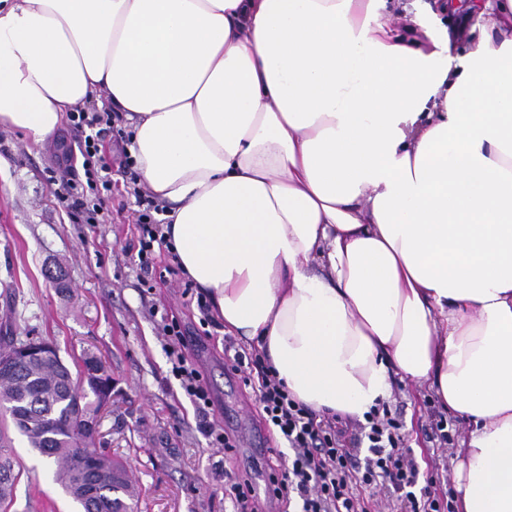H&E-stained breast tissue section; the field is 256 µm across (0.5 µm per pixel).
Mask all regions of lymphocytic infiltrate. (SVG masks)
I'll return each mask as SVG.
<instances>
[{
  "mask_svg": "<svg viewBox=\"0 0 512 512\" xmlns=\"http://www.w3.org/2000/svg\"><path fill=\"white\" fill-rule=\"evenodd\" d=\"M68 119L83 131L80 144L83 176L61 178L55 195L65 210H82L91 224H103L109 219L103 194L112 188V170L96 165L102 130L111 126L108 112L78 111ZM140 204L145 212L138 218V253L140 263H148L155 246L166 243L160 221L154 212L161 206L152 197L143 196ZM160 329L168 341L167 353L172 373L195 406L200 417L199 428L210 445L233 451L235 442L209 421L213 405L202 374L189 360V346L199 344L196 336L184 335L177 319L162 318ZM233 369H247L244 382L250 387L261 421L275 430L293 451L292 458L280 460L269 478L265 499H258L251 484L243 476L231 478L226 485L236 512H269L277 506L280 512L297 507L298 512H370L377 490L395 494L399 512H454L446 491L433 485H419V469L404 446L400 423L389 415L372 409L360 424V434L368 443L369 454L358 461L353 449L342 441V432L335 420L318 418L309 408L290 398L284 384L266 366L259 353L237 352Z\"/></svg>",
  "mask_w": 512,
  "mask_h": 512,
  "instance_id": "f902f5d3",
  "label": "lymphocytic infiltrate"
}]
</instances>
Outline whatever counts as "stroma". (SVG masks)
<instances>
[{
    "label": "stroma",
    "instance_id": "obj_1",
    "mask_svg": "<svg viewBox=\"0 0 512 512\" xmlns=\"http://www.w3.org/2000/svg\"><path fill=\"white\" fill-rule=\"evenodd\" d=\"M421 11L436 10V29H447L452 62L465 60L489 35L477 15L442 10L440 0H419ZM129 134L113 121L102 136L101 157L112 167L111 221L83 223L61 209L54 195L63 152L78 150L80 132L63 123L40 145L18 130L0 128V336H37L52 341L66 364L83 353L96 354L112 376V403L99 441L126 459L139 492L138 512H234L224 497V474L246 475L263 496L271 471L270 449L292 450L258 419L243 372L233 370L224 352L230 341L221 321L201 326L196 306L182 296L189 281L179 275L160 281L165 260L154 269L140 266L135 245L142 207L135 188L140 174L122 145ZM61 266L62 282L47 278ZM176 316L187 335L202 337L191 354L214 405L210 419L232 434L233 452L210 447L198 428L194 405L171 373L165 339L151 308ZM401 424V434L420 473L438 472L441 484L455 480L453 468L434 470L435 460L451 459L468 427L449 417L450 441L429 439L435 405L426 385L393 378L385 403ZM12 452L23 470L9 512H75L54 482L47 464L13 436Z\"/></svg>",
    "mask_w": 512,
    "mask_h": 512
}]
</instances>
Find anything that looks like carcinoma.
<instances>
[{
  "instance_id": "cac0c4a2",
  "label": "carcinoma",
  "mask_w": 512,
  "mask_h": 512,
  "mask_svg": "<svg viewBox=\"0 0 512 512\" xmlns=\"http://www.w3.org/2000/svg\"><path fill=\"white\" fill-rule=\"evenodd\" d=\"M82 374L83 367L73 372L58 355L45 362L20 360L0 372V508L13 504L22 476L4 445L11 424L53 469L78 512H134L139 492L126 462L82 442L74 398H80L85 417L98 416L101 407L97 389H84Z\"/></svg>"
}]
</instances>
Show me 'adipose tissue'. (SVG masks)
Instances as JSON below:
<instances>
[{"instance_id":"adipose-tissue-1","label":"adipose tissue","mask_w":512,"mask_h":512,"mask_svg":"<svg viewBox=\"0 0 512 512\" xmlns=\"http://www.w3.org/2000/svg\"><path fill=\"white\" fill-rule=\"evenodd\" d=\"M386 4L0 0V128L104 100L225 334L324 416L428 384L456 512H512V0L459 67Z\"/></svg>"}]
</instances>
